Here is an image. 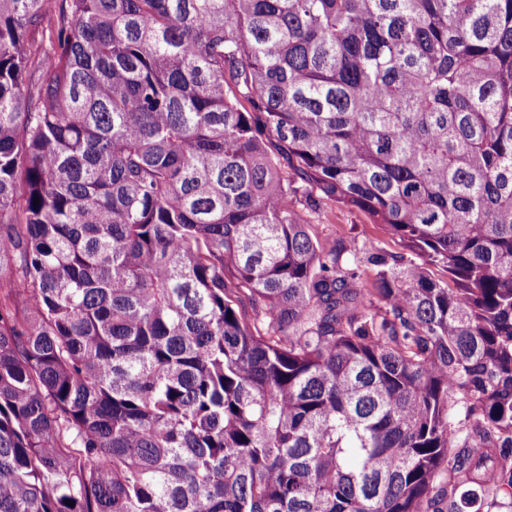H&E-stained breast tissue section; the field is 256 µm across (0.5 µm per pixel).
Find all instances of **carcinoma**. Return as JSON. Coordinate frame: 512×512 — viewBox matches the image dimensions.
I'll return each mask as SVG.
<instances>
[{
  "mask_svg": "<svg viewBox=\"0 0 512 512\" xmlns=\"http://www.w3.org/2000/svg\"><path fill=\"white\" fill-rule=\"evenodd\" d=\"M0 512H512V0H0ZM306 224H314L315 230L321 237H333L336 232H345L359 243L370 238L376 240L381 247L388 251H399V246L381 229L371 224L363 213L349 209L342 204L328 202L320 216L311 215L306 210H300Z\"/></svg>",
  "mask_w": 512,
  "mask_h": 512,
  "instance_id": "1",
  "label": "carcinoma"
}]
</instances>
